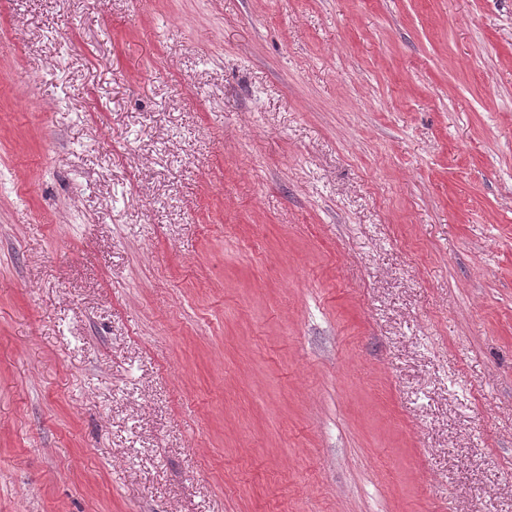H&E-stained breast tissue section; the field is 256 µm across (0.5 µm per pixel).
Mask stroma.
I'll use <instances>...</instances> for the list:
<instances>
[{"label":"stroma","instance_id":"stroma-1","mask_svg":"<svg viewBox=\"0 0 512 512\" xmlns=\"http://www.w3.org/2000/svg\"><path fill=\"white\" fill-rule=\"evenodd\" d=\"M0 512H512V0H0Z\"/></svg>","mask_w":512,"mask_h":512}]
</instances>
